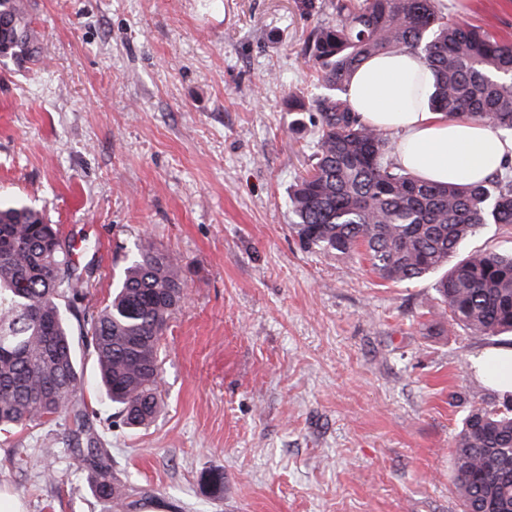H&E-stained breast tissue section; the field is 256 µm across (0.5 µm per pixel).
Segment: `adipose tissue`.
<instances>
[{
  "label": "adipose tissue",
  "mask_w": 512,
  "mask_h": 512,
  "mask_svg": "<svg viewBox=\"0 0 512 512\" xmlns=\"http://www.w3.org/2000/svg\"><path fill=\"white\" fill-rule=\"evenodd\" d=\"M433 77L415 54H381L356 71L348 97L369 124L390 135L394 162L431 183H468L512 159V137L467 118L431 111Z\"/></svg>",
  "instance_id": "1"
}]
</instances>
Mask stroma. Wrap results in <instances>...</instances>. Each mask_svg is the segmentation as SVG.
I'll list each match as a JSON object with an SVG mask.
<instances>
[{
	"mask_svg": "<svg viewBox=\"0 0 512 512\" xmlns=\"http://www.w3.org/2000/svg\"><path fill=\"white\" fill-rule=\"evenodd\" d=\"M41 64L0 60V200L57 225L104 306L149 240L185 299L164 335L155 420L128 429L95 391L92 428L125 512H461L454 435L474 365L512 339L449 330L432 279L387 283L303 249L288 195L310 164L304 42L330 0H26ZM512 40V0H441ZM67 418L0 433V487L26 512H109L71 466ZM224 474L219 496L205 476Z\"/></svg>",
	"mask_w": 512,
	"mask_h": 512,
	"instance_id": "1",
	"label": "stroma"
}]
</instances>
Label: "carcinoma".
Instances as JSON below:
<instances>
[{
  "label": "carcinoma",
  "instance_id": "1",
  "mask_svg": "<svg viewBox=\"0 0 512 512\" xmlns=\"http://www.w3.org/2000/svg\"><path fill=\"white\" fill-rule=\"evenodd\" d=\"M336 20L315 28L305 55L317 73L318 135L312 163L289 195L300 245L332 257L359 254L385 282L436 276L448 328L512 334V250L462 246L486 224L512 227V174L434 184L398 167L390 138L348 100L367 59L409 51L434 76L429 108L512 133V44L450 20L438 0H332ZM42 46L21 0H0V59L40 60ZM55 225L36 210L0 203V430L69 418L73 464L112 506L124 485L94 439L81 347L92 349L96 384L125 424L160 411L159 371L167 322L184 299L172 256L139 242L112 299L79 307L83 272L72 243L56 249ZM454 485L463 512H512V403L475 405L455 435Z\"/></svg>",
  "mask_w": 512,
  "mask_h": 512
}]
</instances>
